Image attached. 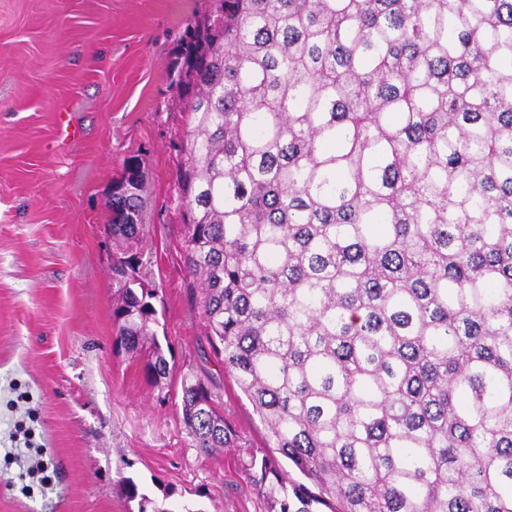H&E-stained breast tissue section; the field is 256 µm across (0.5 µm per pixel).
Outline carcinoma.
Returning <instances> with one entry per match:
<instances>
[{
	"instance_id": "1",
	"label": "carcinoma",
	"mask_w": 512,
	"mask_h": 512,
	"mask_svg": "<svg viewBox=\"0 0 512 512\" xmlns=\"http://www.w3.org/2000/svg\"><path fill=\"white\" fill-rule=\"evenodd\" d=\"M185 44L189 288L305 481L186 374L196 448L242 449L272 512H512V0H213ZM144 188L132 158L112 320L162 390Z\"/></svg>"
}]
</instances>
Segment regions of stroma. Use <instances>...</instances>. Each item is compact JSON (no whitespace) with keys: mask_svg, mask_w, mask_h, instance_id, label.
I'll return each mask as SVG.
<instances>
[{"mask_svg":"<svg viewBox=\"0 0 512 512\" xmlns=\"http://www.w3.org/2000/svg\"><path fill=\"white\" fill-rule=\"evenodd\" d=\"M208 0H0V512H271L235 449L205 455L179 384L154 389L113 345L112 184L148 193L140 273L178 374L207 375L254 448L266 431L206 346L183 257L179 187L194 122L176 80ZM70 128L72 136L61 133Z\"/></svg>","mask_w":512,"mask_h":512,"instance_id":"stroma-1","label":"stroma"}]
</instances>
